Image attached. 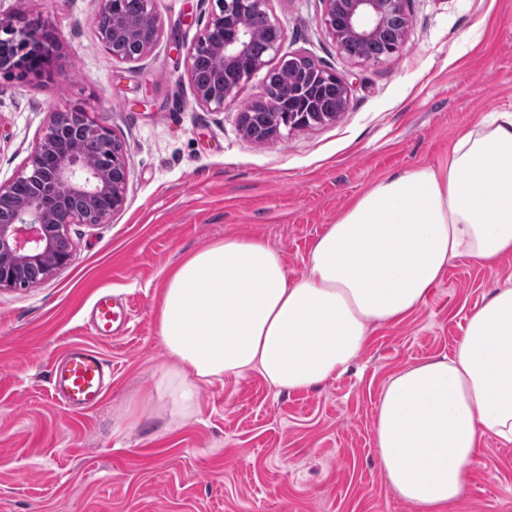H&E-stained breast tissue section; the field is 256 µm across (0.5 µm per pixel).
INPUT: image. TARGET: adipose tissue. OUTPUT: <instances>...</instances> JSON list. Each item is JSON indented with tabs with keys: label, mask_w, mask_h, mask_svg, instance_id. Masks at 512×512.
<instances>
[{
	"label": "adipose tissue",
	"mask_w": 512,
	"mask_h": 512,
	"mask_svg": "<svg viewBox=\"0 0 512 512\" xmlns=\"http://www.w3.org/2000/svg\"><path fill=\"white\" fill-rule=\"evenodd\" d=\"M460 257L489 268L512 257V112L461 133L447 165L401 170L360 195L316 237L303 275L256 237L187 255L160 294L159 410L181 424L198 415L201 385L255 372L278 390L319 386ZM489 437L512 444V287L471 312L451 355L393 373L374 424L384 476L416 512H452Z\"/></svg>",
	"instance_id": "ef3b65f1"
}]
</instances>
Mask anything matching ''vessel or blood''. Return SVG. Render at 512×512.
Returning <instances> with one entry per match:
<instances>
[{
  "label": "vessel or blood",
  "instance_id": "obj_1",
  "mask_svg": "<svg viewBox=\"0 0 512 512\" xmlns=\"http://www.w3.org/2000/svg\"><path fill=\"white\" fill-rule=\"evenodd\" d=\"M131 314L112 295L95 300L89 321L91 334L108 339L126 328ZM112 380V367L94 347L85 343L68 346L52 362L50 389L53 400L71 412L82 413L95 406Z\"/></svg>",
  "mask_w": 512,
  "mask_h": 512
}]
</instances>
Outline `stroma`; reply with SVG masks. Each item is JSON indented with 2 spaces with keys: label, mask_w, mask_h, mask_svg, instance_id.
Instances as JSON below:
<instances>
[{
  "label": "stroma",
  "mask_w": 512,
  "mask_h": 512,
  "mask_svg": "<svg viewBox=\"0 0 512 512\" xmlns=\"http://www.w3.org/2000/svg\"><path fill=\"white\" fill-rule=\"evenodd\" d=\"M212 0H152L162 34L138 63L99 42L98 0H0L1 13L43 22L60 51L47 76L0 77V182L24 168L53 105L79 106L127 148L123 208L110 223L73 224L70 266L30 288L0 290V512H415L387 484L373 428L395 371L451 353L470 312L512 286L461 257L425 302L372 329L341 376L302 392L259 374L202 385L198 415L178 426L144 398L166 363L156 327L169 269L229 235L258 236L289 275L307 270L315 238L384 176L447 162L461 131L512 111V0H408L413 29L387 62L350 64L321 28L320 0H270L282 54L303 53L347 76L333 123L269 144L243 136L239 103L203 106L187 51ZM132 310L129 330L92 338L98 294ZM84 342L112 365L92 410L53 403L49 376ZM455 512H512V445L487 439Z\"/></svg>",
  "instance_id": "stroma-1"
}]
</instances>
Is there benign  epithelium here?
<instances>
[{
    "label": "benign epithelium",
    "instance_id": "benign-epithelium-1",
    "mask_svg": "<svg viewBox=\"0 0 512 512\" xmlns=\"http://www.w3.org/2000/svg\"><path fill=\"white\" fill-rule=\"evenodd\" d=\"M99 16L111 17L112 24L98 27L103 45L122 46L112 57L124 63L146 58L161 35L146 41L136 23L118 10L117 0H99ZM269 0H216L203 31L189 48L188 65L196 55L206 53L218 60L227 77L221 87L193 84L200 102L215 112L239 100L252 75L268 65L267 57L279 53L284 30L268 9ZM321 27L336 43L340 54L354 65H376L400 50L413 26L407 0H322ZM258 15L264 29L241 23L245 16ZM389 38L386 50L377 54L351 52L354 44H370ZM12 52L0 51V75L25 79L23 66L31 44L40 46L43 58L57 54L59 44L34 23L21 27L16 17L0 14V44ZM296 61L305 63L312 78L281 88L264 87L239 109L243 135L253 138V122L263 121L269 129L265 142L298 130L331 123L349 105V83L345 76L319 67L310 57L294 53L280 60V67ZM335 93V107L318 108L323 87ZM100 142L107 157L94 164L85 159L78 143ZM111 131L86 111L55 107L28 164V169L0 182V289L38 284L55 271L70 265L73 247L68 235L71 224H107L125 201L129 161L115 149Z\"/></svg>",
    "mask_w": 512,
    "mask_h": 512
}]
</instances>
